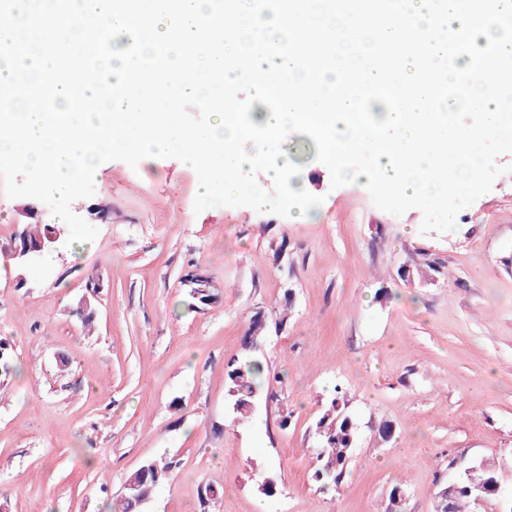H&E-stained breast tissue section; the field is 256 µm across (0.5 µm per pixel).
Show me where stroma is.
<instances>
[{
  "instance_id": "stroma-1",
  "label": "stroma",
  "mask_w": 512,
  "mask_h": 512,
  "mask_svg": "<svg viewBox=\"0 0 512 512\" xmlns=\"http://www.w3.org/2000/svg\"><path fill=\"white\" fill-rule=\"evenodd\" d=\"M314 217L249 207L195 212L198 177L173 158L99 166L72 210L88 243L0 265V339L17 373L0 381V503L7 512H111L128 475L177 467L142 512H435L449 477L487 461L512 490V153L450 232L378 209L364 185L332 187L314 141L286 138ZM0 192V245L54 215ZM105 218H98V211ZM208 278L200 305L188 280ZM96 310L85 327L79 307ZM262 314L254 356L275 378L233 419L226 367ZM344 394L361 438L344 482L321 489L314 426ZM388 424L393 435L377 441ZM278 493L258 489L261 474Z\"/></svg>"
}]
</instances>
